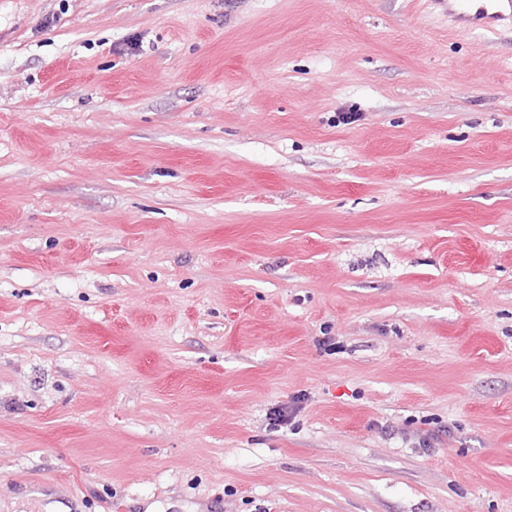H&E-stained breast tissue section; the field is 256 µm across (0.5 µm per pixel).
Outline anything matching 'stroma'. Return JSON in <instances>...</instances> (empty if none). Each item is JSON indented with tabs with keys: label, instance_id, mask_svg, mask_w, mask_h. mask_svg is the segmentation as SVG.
Segmentation results:
<instances>
[{
	"label": "stroma",
	"instance_id": "obj_1",
	"mask_svg": "<svg viewBox=\"0 0 512 512\" xmlns=\"http://www.w3.org/2000/svg\"><path fill=\"white\" fill-rule=\"evenodd\" d=\"M0 512H512V29L0 0Z\"/></svg>",
	"mask_w": 512,
	"mask_h": 512
}]
</instances>
